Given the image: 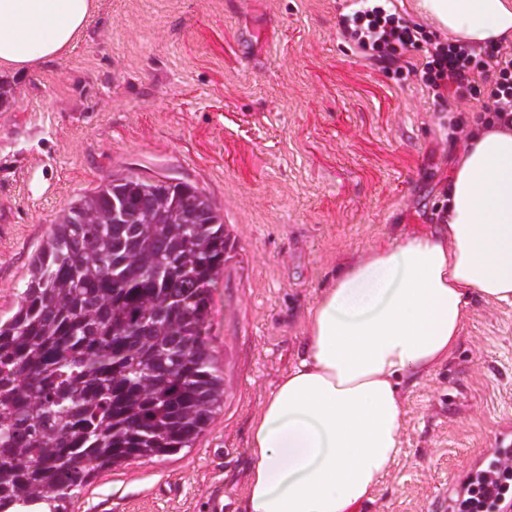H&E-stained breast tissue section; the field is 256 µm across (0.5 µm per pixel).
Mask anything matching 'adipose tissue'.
Masks as SVG:
<instances>
[{
    "label": "adipose tissue",
    "instance_id": "obj_1",
    "mask_svg": "<svg viewBox=\"0 0 512 512\" xmlns=\"http://www.w3.org/2000/svg\"><path fill=\"white\" fill-rule=\"evenodd\" d=\"M470 46L512 0H411ZM95 0H0V73L64 56ZM430 231L355 254L308 307L303 353L252 421L241 512H360L401 452V385L450 360L473 300L512 305V115L473 120Z\"/></svg>",
    "mask_w": 512,
    "mask_h": 512
}]
</instances>
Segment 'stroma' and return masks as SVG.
<instances>
[{"instance_id":"obj_1","label":"stroma","mask_w":512,"mask_h":512,"mask_svg":"<svg viewBox=\"0 0 512 512\" xmlns=\"http://www.w3.org/2000/svg\"><path fill=\"white\" fill-rule=\"evenodd\" d=\"M351 9L97 0L69 53L0 75V317L50 225L108 177L196 186L241 246L211 292L224 403L192 447L102 471L69 512H240L251 423L300 355L308 306L360 249L434 224L455 125L491 87H426L423 49H362ZM404 404L402 452L361 512H432L512 432V305L475 302Z\"/></svg>"}]
</instances>
